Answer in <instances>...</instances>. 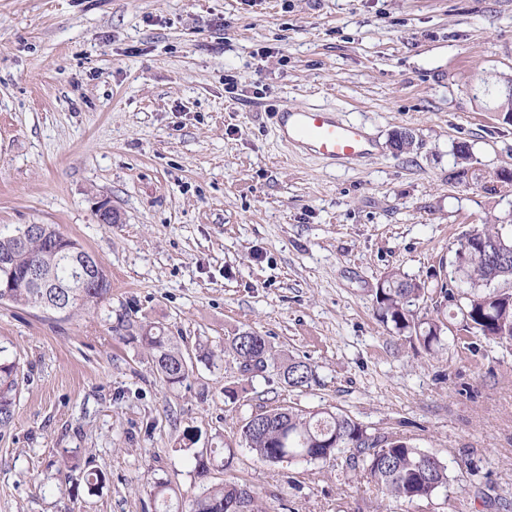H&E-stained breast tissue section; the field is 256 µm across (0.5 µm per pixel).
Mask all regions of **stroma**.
Listing matches in <instances>:
<instances>
[{"label": "stroma", "mask_w": 512, "mask_h": 512, "mask_svg": "<svg viewBox=\"0 0 512 512\" xmlns=\"http://www.w3.org/2000/svg\"><path fill=\"white\" fill-rule=\"evenodd\" d=\"M511 76L512 0H0V227L56 225L112 285L70 317L0 305L22 367L0 512H154L156 481L186 504L228 478L267 512H377L344 459L272 464L240 446L243 419L276 405L346 413L512 498V350L452 317L429 355L374 303L396 270L434 306L458 240L512 216V120L495 110ZM284 103L365 124L380 154H287ZM103 203L118 223L98 222ZM122 318L214 366L165 386ZM245 330L310 362L316 384L243 376L224 341ZM190 432L230 448L228 467L197 478ZM395 512L483 507L452 484Z\"/></svg>", "instance_id": "35a3bbf8"}]
</instances>
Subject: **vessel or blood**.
<instances>
[{"instance_id":"vessel-or-blood-1","label":"vessel or blood","mask_w":512,"mask_h":512,"mask_svg":"<svg viewBox=\"0 0 512 512\" xmlns=\"http://www.w3.org/2000/svg\"><path fill=\"white\" fill-rule=\"evenodd\" d=\"M274 119L280 141L297 153L349 165L380 152L368 128L340 118L333 109L284 105L275 111Z\"/></svg>"}]
</instances>
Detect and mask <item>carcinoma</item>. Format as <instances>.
<instances>
[{"instance_id": "obj_1", "label": "carcinoma", "mask_w": 512, "mask_h": 512, "mask_svg": "<svg viewBox=\"0 0 512 512\" xmlns=\"http://www.w3.org/2000/svg\"><path fill=\"white\" fill-rule=\"evenodd\" d=\"M500 224H485L470 233L468 245L458 242L456 273L467 287L455 291L440 288L443 301L453 305V315L461 317L464 327L475 336L501 347H512V231ZM20 227L0 229V255L13 257L14 287L0 288V304L31 306L54 314L70 306L69 313L89 311L102 304L111 291L105 270H99L88 288L70 287L71 260L65 252L75 240H64L51 233L47 237L17 239ZM57 249L49 288H30L20 271L42 260L47 248ZM425 285L399 272L387 273L375 292L380 321L406 341L418 342L436 354L442 346L447 323L440 315H431L420 307ZM129 340L139 343L151 355L160 378L169 385H182L193 374L179 343L154 325H128ZM224 354L232 357L244 373L254 376L276 372L289 388L302 389L316 381L311 364L296 357L280 360L271 353L268 340L256 331H242L227 338ZM20 363L9 349L0 346V431L8 429L15 417L19 390ZM241 444L269 463L319 461L346 457L358 479L378 487L382 509L391 505L430 499L448 488L452 478L448 466L404 438L393 434L368 433L367 428L347 414L328 410L305 411L293 406L261 407L247 417L239 428ZM219 449L194 453V469L206 477L215 467ZM151 496L155 512H173L172 497L165 482L154 483ZM483 502L500 512H509L512 502L495 493L492 486L477 490ZM191 512H263L258 492L234 480L206 488L193 501Z\"/></svg>"}]
</instances>
